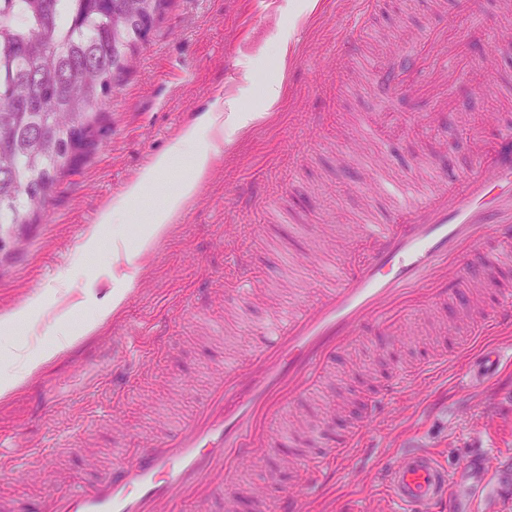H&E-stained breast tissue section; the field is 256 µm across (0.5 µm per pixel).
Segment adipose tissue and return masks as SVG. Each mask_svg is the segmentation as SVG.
<instances>
[{"instance_id":"adipose-tissue-1","label":"adipose tissue","mask_w":512,"mask_h":512,"mask_svg":"<svg viewBox=\"0 0 512 512\" xmlns=\"http://www.w3.org/2000/svg\"><path fill=\"white\" fill-rule=\"evenodd\" d=\"M281 81L267 83L260 109L241 110L237 104L216 105L206 110L193 123L186 126L166 152L156 156L131 180L118 198L105 204L98 221L106 225L126 216L133 202L143 195L170 171L175 161L184 154H191L188 175L178 192L169 196L155 212L151 221L134 240L121 239L112 245L114 254L112 277L120 281L119 289L113 290L106 301L99 304L94 317L79 325H70L59 320V335L54 342L38 351L30 350L27 343L16 338L18 325L33 326L35 303H27L11 314L0 317V398L10 395L19 385L38 374L56 357L62 355L84 336L93 333L123 305L127 296L126 287L132 284L137 274V263L148 256L155 245L164 238L180 218L183 211L194 201L200 183L208 176L214 157L210 145L214 138H234L244 133L255 121L273 111L281 100Z\"/></svg>"}]
</instances>
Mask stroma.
<instances>
[{
	"label": "stroma",
	"instance_id": "obj_1",
	"mask_svg": "<svg viewBox=\"0 0 512 512\" xmlns=\"http://www.w3.org/2000/svg\"><path fill=\"white\" fill-rule=\"evenodd\" d=\"M297 0H171L162 21L143 44L120 94L98 104L100 131L73 163L33 224L20 229V247L0 257V316L44 297L48 313L71 299L96 301L112 291V240L131 236L164 197L178 174L163 176L120 223L102 228L96 252L85 237L101 208L120 194L186 125L210 109L216 96L245 109L261 99L259 80L283 74V97L274 112L214 155L208 178L177 224L141 261L123 308L38 375L0 398V436L9 463H0V498L36 503L66 477L74 493L93 484L101 466L121 456L126 437L147 438L171 430L203 400L225 360L259 345L255 326L280 306L316 302L322 277L309 262L292 269L284 252L323 250L329 240L356 249L363 213L387 207L369 191V159L385 155L388 172L412 174L421 162L447 168L456 178L472 170V142L512 123V10L501 0H376L362 13L359 0H319L300 21L287 68H280L275 38ZM479 26L481 39L467 48L488 76L480 87L456 75L448 108L434 109L429 68L417 73L418 94L399 95L369 70L401 71L424 52L421 35L447 24ZM356 43L353 60L337 62L341 38ZM381 117L371 141L351 135L370 117ZM294 212L300 224L272 223V212ZM253 258L257 301L239 302L227 245ZM158 332L164 350L149 359L130 385H123L121 341L128 331ZM356 358L340 355L333 374L313 397L295 401L270 424L279 445L249 467L246 477L266 483L269 493L296 480L287 461L321 451L320 429L345 431L362 416V401L376 387L355 361L385 372L417 355L415 340L388 343L377 324L366 325ZM120 401H113V388ZM501 449L496 471L512 476V366L496 386L470 388L449 372L423 399L408 402L371 440L376 455L418 444L436 452L460 475L458 512H512V498H481L486 480L464 471L486 433ZM374 457L349 461L336 482L311 500L312 512H354L378 504L370 483L358 478Z\"/></svg>",
	"mask_w": 512,
	"mask_h": 512
}]
</instances>
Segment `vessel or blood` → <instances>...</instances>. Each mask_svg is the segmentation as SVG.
I'll return each instance as SVG.
<instances>
[{
	"label": "vessel or blood",
	"mask_w": 512,
	"mask_h": 512,
	"mask_svg": "<svg viewBox=\"0 0 512 512\" xmlns=\"http://www.w3.org/2000/svg\"><path fill=\"white\" fill-rule=\"evenodd\" d=\"M434 81L448 82V58L463 44L453 31L426 32ZM476 165L459 182L427 167L397 180L373 172L371 187L389 203L388 214L367 212L357 237L364 252L327 265L320 299L281 310L259 327V351L225 365L203 401L177 429L148 442L133 439L121 463L101 471L76 494L56 485L34 510L4 500L0 512H204L221 489L239 486L248 464L275 444L269 422L294 401L314 395L334 355L351 353L362 327L391 330L396 316L461 303L462 320L416 363L365 398L362 423L325 441L320 455L301 460L299 479L278 498L256 494L255 512H308L307 493L327 488L344 461L366 455L365 430L400 410L420 384H433L464 359V385L490 387L502 364L512 363V131L476 138ZM236 291L250 294L252 260L232 255ZM155 352L144 336L129 337L123 374L138 375ZM388 512H435L452 502L454 479L432 452L404 448L372 471Z\"/></svg>",
	"instance_id": "obj_1"
}]
</instances>
